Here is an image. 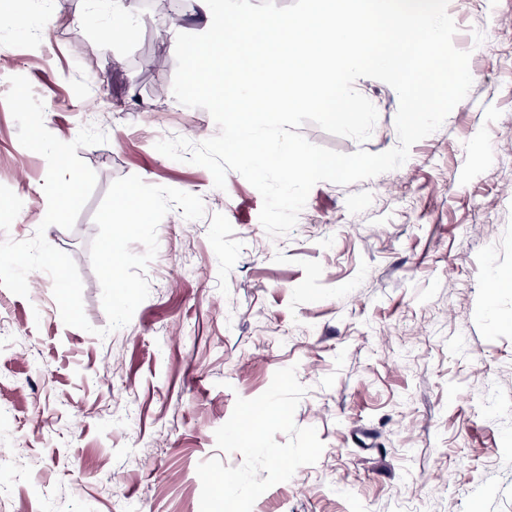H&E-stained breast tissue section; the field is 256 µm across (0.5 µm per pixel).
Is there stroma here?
I'll return each mask as SVG.
<instances>
[{"label": "stroma", "mask_w": 512, "mask_h": 512, "mask_svg": "<svg viewBox=\"0 0 512 512\" xmlns=\"http://www.w3.org/2000/svg\"><path fill=\"white\" fill-rule=\"evenodd\" d=\"M140 3L24 0V23L0 22V241L30 239L48 207L9 77L28 78L61 141L108 137L77 151L96 185L74 227L45 233L78 267L91 331L63 323L45 272L28 297L0 287V512H512V289L490 290L512 269V0L449 5L466 98L400 168L317 183L275 238L242 175L220 190L156 150L218 132L172 93L169 44L207 19L167 26ZM127 19L133 35L105 39ZM355 88L378 111L367 141L302 134L396 147L395 90ZM129 175L199 196L205 215L169 210L148 297L101 338L94 213Z\"/></svg>", "instance_id": "stroma-1"}]
</instances>
